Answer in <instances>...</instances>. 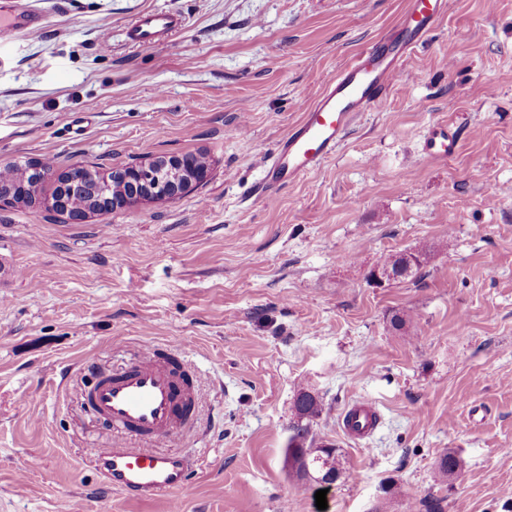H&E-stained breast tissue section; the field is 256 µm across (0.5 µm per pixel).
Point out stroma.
I'll list each match as a JSON object with an SVG mask.
<instances>
[{"instance_id": "obj_1", "label": "stroma", "mask_w": 512, "mask_h": 512, "mask_svg": "<svg viewBox=\"0 0 512 512\" xmlns=\"http://www.w3.org/2000/svg\"><path fill=\"white\" fill-rule=\"evenodd\" d=\"M43 23L0 37V166L101 174L202 156L188 192L74 221L0 209V512H319L283 466L301 388L343 475L326 512H512V0H446L430 42L335 156L256 193L260 161L408 0H22ZM186 27L134 46L137 14ZM458 151L436 161L430 129ZM425 244L414 276L385 257ZM410 317L394 329L391 317ZM181 350L207 377L188 491L151 502L104 485L110 428L77 392L92 363ZM376 405L354 440L344 409ZM455 452L447 484L434 467ZM457 143L458 135L455 130L446 126H436L426 142V148L433 155L448 158L454 154Z\"/></svg>"}]
</instances>
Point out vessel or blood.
I'll return each mask as SVG.
<instances>
[{
	"instance_id": "1",
	"label": "vessel or blood",
	"mask_w": 512,
	"mask_h": 512,
	"mask_svg": "<svg viewBox=\"0 0 512 512\" xmlns=\"http://www.w3.org/2000/svg\"><path fill=\"white\" fill-rule=\"evenodd\" d=\"M442 12L443 0H409L392 33L364 48L303 105L300 120L263 158L259 191L287 187L334 156L358 115L372 111L402 77L406 58L428 41ZM42 20L35 10L6 2L0 5V32L35 30ZM182 26L176 13L151 10L131 24L127 35L134 45L152 46ZM457 143L455 130L437 126L426 148L446 158L454 154ZM91 375L87 406L113 433L111 446L95 449L93 468L112 489L134 501L184 492L189 486V461L176 452L154 450L152 444L175 430H194L201 404V373L186 371L151 350L120 371L95 369ZM378 424L377 409L367 401L353 403L343 416L345 431L361 438L371 435Z\"/></svg>"
}]
</instances>
